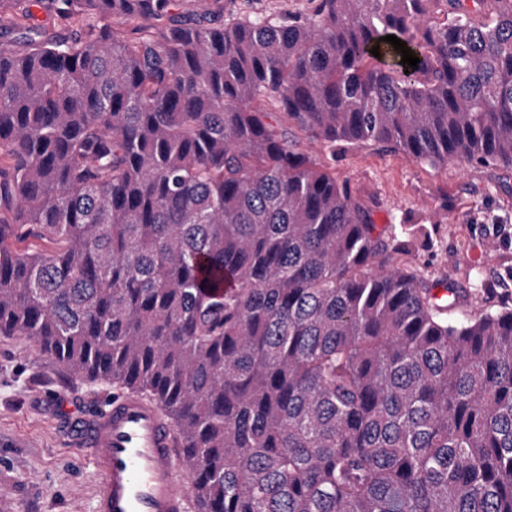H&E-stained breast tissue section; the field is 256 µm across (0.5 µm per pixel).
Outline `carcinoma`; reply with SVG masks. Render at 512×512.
Instances as JSON below:
<instances>
[{"label":"carcinoma","mask_w":512,"mask_h":512,"mask_svg":"<svg viewBox=\"0 0 512 512\" xmlns=\"http://www.w3.org/2000/svg\"><path fill=\"white\" fill-rule=\"evenodd\" d=\"M37 2L0 0V335L157 405L199 512H512V309L288 135L512 167V0ZM228 10L233 12L249 11L263 14L305 13L310 4L308 0H224Z\"/></svg>","instance_id":"cac0c4a2"}]
</instances>
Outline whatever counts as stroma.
Here are the masks:
<instances>
[{"label":"stroma","instance_id":"35a3bbf8","mask_svg":"<svg viewBox=\"0 0 512 512\" xmlns=\"http://www.w3.org/2000/svg\"><path fill=\"white\" fill-rule=\"evenodd\" d=\"M338 184L375 202L374 220L409 229L408 259L431 279L474 289L477 313L512 308V168L432 167L402 151L302 139ZM111 383L61 369L24 336H0V499L14 512H92L97 473L70 439Z\"/></svg>","mask_w":512,"mask_h":512}]
</instances>
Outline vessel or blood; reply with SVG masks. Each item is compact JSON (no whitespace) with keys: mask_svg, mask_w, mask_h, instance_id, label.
I'll return each instance as SVG.
<instances>
[{"mask_svg":"<svg viewBox=\"0 0 512 512\" xmlns=\"http://www.w3.org/2000/svg\"><path fill=\"white\" fill-rule=\"evenodd\" d=\"M74 445L98 472L93 512H193L194 472L156 405L113 394L84 418Z\"/></svg>","mask_w":512,"mask_h":512,"instance_id":"obj_1","label":"vessel or blood"}]
</instances>
